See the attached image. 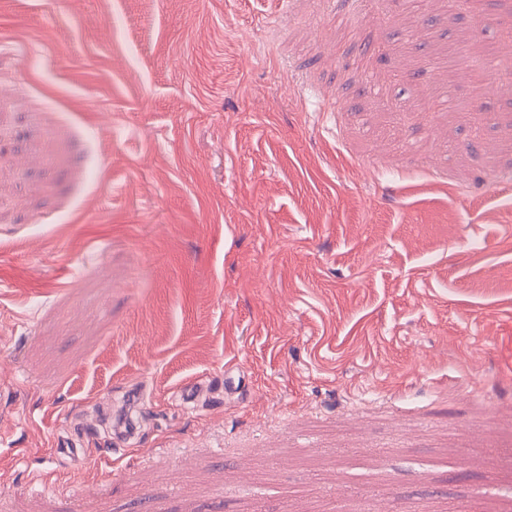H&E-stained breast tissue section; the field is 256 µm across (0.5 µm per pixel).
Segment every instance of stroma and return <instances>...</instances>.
Returning <instances> with one entry per match:
<instances>
[{
    "instance_id": "35a3bbf8",
    "label": "stroma",
    "mask_w": 512,
    "mask_h": 512,
    "mask_svg": "<svg viewBox=\"0 0 512 512\" xmlns=\"http://www.w3.org/2000/svg\"><path fill=\"white\" fill-rule=\"evenodd\" d=\"M406 2L0 0V512H512V0Z\"/></svg>"
}]
</instances>
